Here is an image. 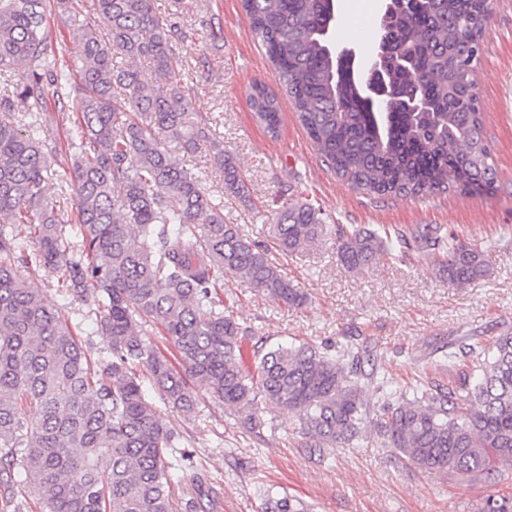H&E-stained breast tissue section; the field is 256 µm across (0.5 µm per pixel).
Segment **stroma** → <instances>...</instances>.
I'll return each mask as SVG.
<instances>
[{"label": "stroma", "mask_w": 512, "mask_h": 512, "mask_svg": "<svg viewBox=\"0 0 512 512\" xmlns=\"http://www.w3.org/2000/svg\"><path fill=\"white\" fill-rule=\"evenodd\" d=\"M337 24L332 40L355 52L356 70L366 68L379 45V23L387 0H334ZM159 18L178 14L186 32L175 46V78L191 90V105L211 120L226 150L246 174V197L224 187L222 172L207 149L179 155L203 186L224 206V221L268 249L280 261L306 301L287 307L243 284L224 287V311L248 332L246 353L257 347L309 342L342 348L360 344L383 353L399 383L447 381V368L434 365L430 351L464 336L492 342L512 332V0H494L476 68L484 79L476 90L482 104L483 134L497 170L493 191L448 192L422 198L374 197L354 189L323 161L307 137L260 40L252 32L241 0H156ZM106 30L107 19L85 0L68 23L50 22L49 45L58 60L71 64L86 25ZM277 96L281 122L267 130L252 107L255 85ZM320 208L326 224L305 249L283 255L269 234L279 209L294 199ZM379 230L441 224L488 256L487 277L458 288L437 266L410 255L354 272L336 254L335 225ZM45 303L78 323L77 339L91 359L106 349L92 329L97 300H71L53 274L33 276ZM265 424L255 438L233 411L200 394L191 416L163 408L159 418L177 433L185 456L172 470L176 500L191 501L195 512H262V490L270 485L297 497L313 512H469L486 496L512 500V470L495 482L474 483L456 476L433 477L402 466L392 449L367 432L351 447L317 455L303 448L296 414L266 403Z\"/></svg>", "instance_id": "1"}]
</instances>
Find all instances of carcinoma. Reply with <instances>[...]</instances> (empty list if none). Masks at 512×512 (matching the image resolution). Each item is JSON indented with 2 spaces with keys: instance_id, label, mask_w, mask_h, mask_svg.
<instances>
[{
  "instance_id": "cac0c4a2",
  "label": "carcinoma",
  "mask_w": 512,
  "mask_h": 512,
  "mask_svg": "<svg viewBox=\"0 0 512 512\" xmlns=\"http://www.w3.org/2000/svg\"><path fill=\"white\" fill-rule=\"evenodd\" d=\"M110 27L87 28L73 69L51 55L46 17L64 22L81 0H0V77H17L0 94V512H16L14 489L34 472L40 512H179L170 490L175 434L157 419L141 370L163 404L184 415L203 389L257 427L259 403L299 413L306 446L324 453L371 429L395 458L424 473L490 482L512 469V334L485 345L474 337L434 353L448 362V383L389 393L374 409L364 400L382 355L350 347L334 356L308 343L260 347L254 364L240 358L244 329L224 314L230 277L285 305L305 295L267 251L224 223V208L178 150L208 147L227 190L245 195L239 163L193 112L189 92L170 82L178 22L163 23L154 0H93ZM276 77L307 136L336 174L369 195L418 198L491 189L496 168L482 134L473 81L488 16L487 0H390L379 49L402 59L388 79L417 93L420 112L385 109L361 88L352 61L336 52L334 0H242ZM167 88L141 80L138 63ZM76 113L68 181L59 198L73 202L74 231L44 193L57 146L20 116ZM253 105L274 132L275 98L255 89ZM28 224V251L6 230ZM320 212L295 202L270 233L285 253L324 232ZM401 253L434 257L449 283L464 287L489 274L483 250L438 225L399 230ZM373 230L337 226L336 253L357 270L389 255ZM57 276L74 299L98 294L96 333L110 357L93 363L76 325L46 307L30 278ZM163 330L178 366L147 337ZM370 370H365V364ZM36 409L28 419L25 408ZM263 512H310L267 489ZM481 512H512L493 495Z\"/></svg>"
}]
</instances>
